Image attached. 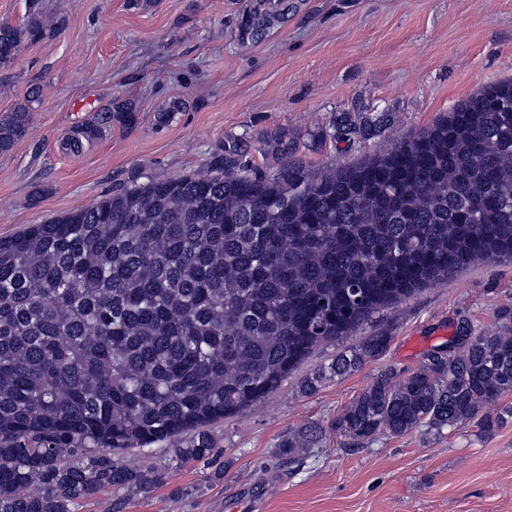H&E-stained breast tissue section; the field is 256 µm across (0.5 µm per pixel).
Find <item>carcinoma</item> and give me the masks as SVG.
I'll return each mask as SVG.
<instances>
[{"label": "carcinoma", "instance_id": "obj_1", "mask_svg": "<svg viewBox=\"0 0 512 512\" xmlns=\"http://www.w3.org/2000/svg\"><path fill=\"white\" fill-rule=\"evenodd\" d=\"M63 23L30 0L25 24L0 22V68ZM39 97L0 118L1 153ZM136 119L107 108L66 147ZM388 121L344 112L330 137ZM267 142L272 174L234 138L202 174L134 180L0 239V512H75L105 490L156 488L164 472L122 455L192 431L180 455L213 456L208 426L278 391L320 344L475 259H512V80L354 165L311 171L284 135ZM498 319L497 332L462 327L413 370H382L333 427L359 443L466 422L493 432L512 417L486 411L512 393V309ZM387 342L340 352L305 390ZM319 433L290 434L278 455L295 461Z\"/></svg>", "mask_w": 512, "mask_h": 512}]
</instances>
